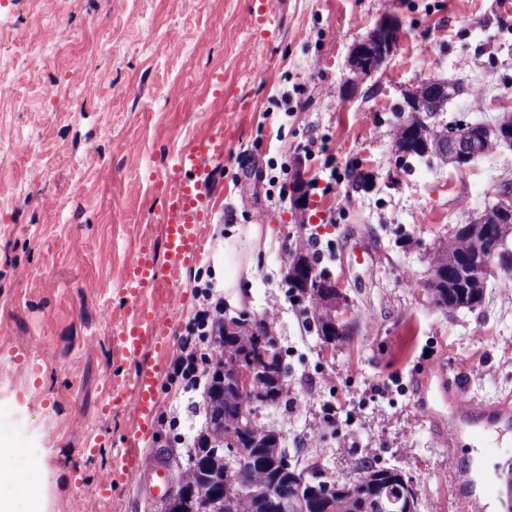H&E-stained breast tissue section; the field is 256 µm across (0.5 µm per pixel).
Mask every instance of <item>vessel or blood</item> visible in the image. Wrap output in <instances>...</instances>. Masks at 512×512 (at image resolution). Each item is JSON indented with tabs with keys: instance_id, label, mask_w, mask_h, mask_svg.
<instances>
[{
	"instance_id": "obj_1",
	"label": "vessel or blood",
	"mask_w": 512,
	"mask_h": 512,
	"mask_svg": "<svg viewBox=\"0 0 512 512\" xmlns=\"http://www.w3.org/2000/svg\"><path fill=\"white\" fill-rule=\"evenodd\" d=\"M224 157L223 134H207L178 147L172 154V176L154 191V221L159 237H143L128 256L119 290L121 325L112 336L111 352L121 367L109 374L104 412L126 413L131 426L114 439V464L99 483L101 496L123 492L132 482L149 481L169 493L170 474L162 459L141 453L139 443L153 430L156 396L164 372L163 356L171 347L167 311L154 296L163 284L176 281L183 269L203 257L201 230L214 212L206 190L214 162ZM448 432L450 458H457L461 437L484 443L489 431L512 429V409L474 403L455 391L448 399V419L438 422ZM453 479L460 499L479 486L483 499L497 512H512V453L501 452L495 470L473 479L458 466Z\"/></svg>"
}]
</instances>
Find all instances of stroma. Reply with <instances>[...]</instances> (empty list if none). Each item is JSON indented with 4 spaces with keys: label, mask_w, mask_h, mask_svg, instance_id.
<instances>
[{
    "label": "stroma",
    "mask_w": 512,
    "mask_h": 512,
    "mask_svg": "<svg viewBox=\"0 0 512 512\" xmlns=\"http://www.w3.org/2000/svg\"><path fill=\"white\" fill-rule=\"evenodd\" d=\"M249 9L250 0H0V438L35 460L26 477L43 512H161L146 487L95 494L130 423L103 412L120 324L104 288L119 284L152 228L153 186L167 180L173 147L220 130L206 253L155 295L170 306L176 343L145 453L177 474L205 424L204 390L185 391L175 374L178 342L224 253L219 227L256 224L270 236L238 246L248 272L224 314L268 320L285 355V392L261 407L262 423L300 465L352 483L369 460L411 482L418 512H462L448 444L419 406L447 417L434 393L442 364L476 402L512 403V291L494 268L479 306L448 311L425 284L437 246L512 183V148L462 168L402 161L392 132L404 90L429 78L464 86L441 122L512 111V0H270L271 22L255 31ZM388 15L401 41L348 87L353 47ZM207 72L223 83L201 82ZM285 92L300 108L280 107ZM300 243L347 294L349 340L326 345L307 302L290 296L285 248Z\"/></svg>",
    "instance_id": "stroma-1"
}]
</instances>
